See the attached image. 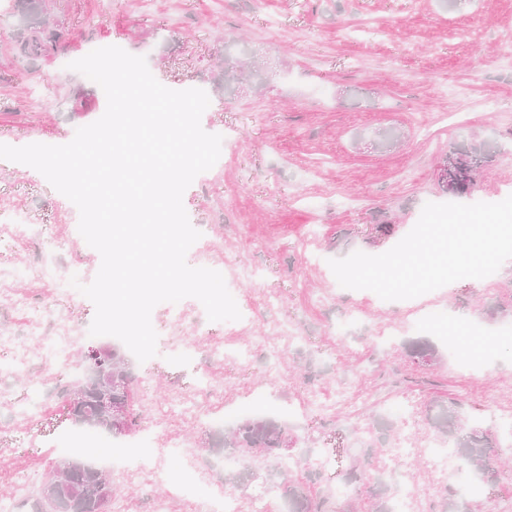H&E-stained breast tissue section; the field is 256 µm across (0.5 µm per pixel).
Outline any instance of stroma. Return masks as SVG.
I'll return each instance as SVG.
<instances>
[{
	"label": "stroma",
	"mask_w": 512,
	"mask_h": 512,
	"mask_svg": "<svg viewBox=\"0 0 512 512\" xmlns=\"http://www.w3.org/2000/svg\"><path fill=\"white\" fill-rule=\"evenodd\" d=\"M70 46L38 68L0 51V143L62 145L77 128L98 120L106 98L70 62L94 44L115 43L145 57L153 76L174 90L200 88L210 97L201 125L222 137L221 155L183 195L201 233L186 261L221 270L248 321H209L202 304L181 300L186 318L171 328L167 304L151 322L157 354L132 361L135 390L156 403L192 392L209 369L218 390L207 402L236 418L288 424L294 451L342 448L355 455L351 417L378 422L377 399L397 395L413 407V445L430 444L425 407L435 398L456 403L468 426L494 432L512 426V333L490 336L512 313V260L495 279H462L415 299L385 301L368 290L343 288L329 260L360 251H388L416 224L424 204L445 203L436 164L450 148L475 140L494 158L466 203H495L512 195V0H52ZM234 54L256 64L259 78L222 87L217 60ZM89 93L90 111L77 110L75 91ZM399 140L390 149L380 143ZM0 210L23 216L28 233L16 238L0 220V268L20 277L0 292L24 293L48 304L80 332L66 361L88 347L115 344L88 336L93 303L79 291L56 293L36 270L45 251L84 278H94L99 252L70 234L76 206L35 169L0 162ZM395 224L389 239L374 224ZM295 326L299 337L282 348L280 375L262 378L264 336L272 320ZM430 342L440 359L432 387L409 385L422 370L407 357L408 342ZM246 351L247 363L213 362L215 350ZM0 348V498L35 494L72 435L80 430L64 409L31 419L29 382L15 375ZM350 378L352 400L330 413L306 411L311 389L333 390L337 369ZM224 424L170 418L166 432L141 442V461L175 472L195 495L224 494L222 454L212 440ZM389 435L375 465L410 470L419 490L410 512H431L442 488L422 457L392 456ZM197 448L214 470L200 481L198 462L177 446ZM127 512H155L165 489L139 473L110 470Z\"/></svg>",
	"instance_id": "35a3bbf8"
}]
</instances>
